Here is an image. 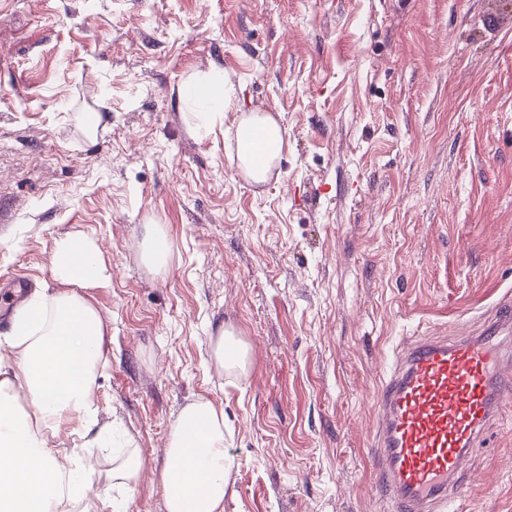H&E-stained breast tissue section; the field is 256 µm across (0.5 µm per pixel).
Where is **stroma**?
<instances>
[{"mask_svg":"<svg viewBox=\"0 0 512 512\" xmlns=\"http://www.w3.org/2000/svg\"><path fill=\"white\" fill-rule=\"evenodd\" d=\"M214 62L287 129L265 186L231 164L236 113L178 107ZM66 235L109 273L87 294L113 439L85 447L65 420L50 444L91 461L97 512H165L169 434L197 400L224 409V512H390L373 402L397 347L469 332L512 292V0H0V281L56 292ZM222 325L245 373L210 362ZM127 436L143 467L117 499ZM467 467L457 512H512V401ZM143 241V259L154 269L161 270L169 264L170 254L166 236L157 224H149Z\"/></svg>","mask_w":512,"mask_h":512,"instance_id":"35a3bbf8","label":"stroma"}]
</instances>
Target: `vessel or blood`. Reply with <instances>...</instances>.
Here are the masks:
<instances>
[{
	"mask_svg": "<svg viewBox=\"0 0 512 512\" xmlns=\"http://www.w3.org/2000/svg\"><path fill=\"white\" fill-rule=\"evenodd\" d=\"M512 299L474 335L417 336L379 389L373 463L391 512H448L470 480L464 463L512 399Z\"/></svg>",
	"mask_w": 512,
	"mask_h": 512,
	"instance_id": "vessel-or-blood-1",
	"label": "vessel or blood"
}]
</instances>
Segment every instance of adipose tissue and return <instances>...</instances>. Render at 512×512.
Here are the masks:
<instances>
[{
  "mask_svg": "<svg viewBox=\"0 0 512 512\" xmlns=\"http://www.w3.org/2000/svg\"><path fill=\"white\" fill-rule=\"evenodd\" d=\"M179 100L189 110L202 106L228 112L239 98L234 82L215 65L190 75L181 85ZM285 134L271 113L240 114L232 142L236 167L250 184L271 180ZM52 263L61 290L28 302L5 338L9 356H0V512H73L76 505L88 502L85 465L75 457L61 466L45 430L74 418L87 443H101L112 433L93 400L106 326L84 294L107 281L106 268L97 246L74 236L58 241ZM248 357V346L232 329H218L211 340L217 370H245ZM24 398L33 413L19 410ZM233 469L224 449L223 408L208 401L184 406L161 471L166 512H224Z\"/></svg>",
  "mask_w": 512,
  "mask_h": 512,
  "instance_id": "obj_1",
  "label": "adipose tissue"
}]
</instances>
